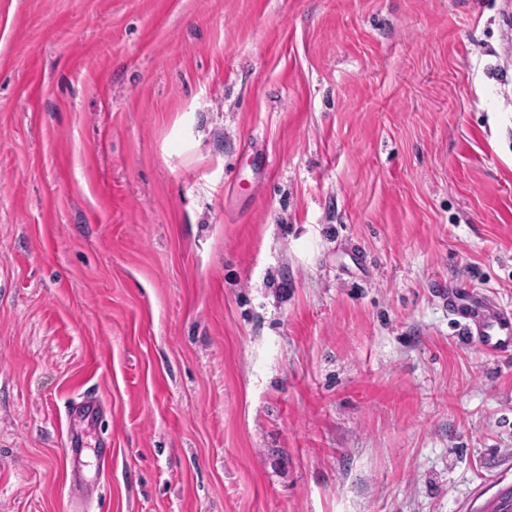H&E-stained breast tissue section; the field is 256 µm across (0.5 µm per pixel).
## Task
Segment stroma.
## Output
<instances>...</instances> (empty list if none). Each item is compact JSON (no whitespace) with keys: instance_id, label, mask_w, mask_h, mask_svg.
<instances>
[{"instance_id":"obj_1","label":"stroma","mask_w":512,"mask_h":512,"mask_svg":"<svg viewBox=\"0 0 512 512\" xmlns=\"http://www.w3.org/2000/svg\"><path fill=\"white\" fill-rule=\"evenodd\" d=\"M452 278L512 309V0H0V512H475Z\"/></svg>"}]
</instances>
